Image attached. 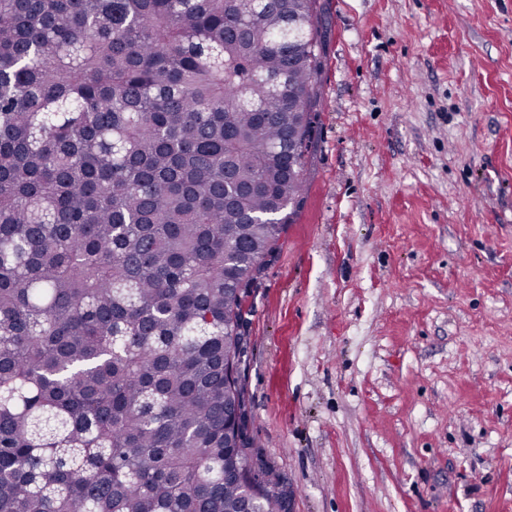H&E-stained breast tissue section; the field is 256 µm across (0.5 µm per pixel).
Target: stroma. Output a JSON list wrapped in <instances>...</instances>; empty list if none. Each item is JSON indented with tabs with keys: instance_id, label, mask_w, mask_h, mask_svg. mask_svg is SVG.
I'll return each mask as SVG.
<instances>
[{
	"instance_id": "1",
	"label": "stroma",
	"mask_w": 512,
	"mask_h": 512,
	"mask_svg": "<svg viewBox=\"0 0 512 512\" xmlns=\"http://www.w3.org/2000/svg\"><path fill=\"white\" fill-rule=\"evenodd\" d=\"M301 209L246 297L289 512H512V0H317Z\"/></svg>"
}]
</instances>
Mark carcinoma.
I'll list each match as a JSON object with an SVG mask.
<instances>
[{"label": "carcinoma", "instance_id": "1", "mask_svg": "<svg viewBox=\"0 0 512 512\" xmlns=\"http://www.w3.org/2000/svg\"><path fill=\"white\" fill-rule=\"evenodd\" d=\"M317 23L0 0V512H288L224 360L302 203Z\"/></svg>", "mask_w": 512, "mask_h": 512}]
</instances>
